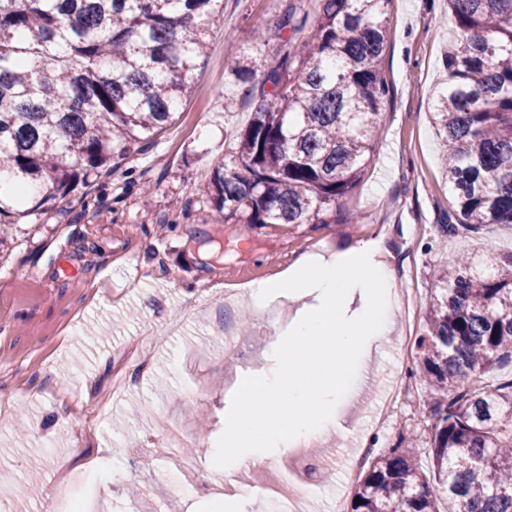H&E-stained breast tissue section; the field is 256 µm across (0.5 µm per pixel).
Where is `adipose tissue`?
Wrapping results in <instances>:
<instances>
[{
	"mask_svg": "<svg viewBox=\"0 0 512 512\" xmlns=\"http://www.w3.org/2000/svg\"><path fill=\"white\" fill-rule=\"evenodd\" d=\"M252 295L262 306L280 299L305 305L270 346L274 372L243 379L244 407L224 411L216 461L228 470L323 438L353 368L388 334L396 311L392 265L365 243L332 259L300 257L289 274L255 284Z\"/></svg>",
	"mask_w": 512,
	"mask_h": 512,
	"instance_id": "obj_1",
	"label": "adipose tissue"
}]
</instances>
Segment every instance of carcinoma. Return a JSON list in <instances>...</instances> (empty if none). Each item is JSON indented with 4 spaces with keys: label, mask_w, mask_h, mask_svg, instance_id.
<instances>
[{
    "label": "carcinoma",
    "mask_w": 512,
    "mask_h": 512,
    "mask_svg": "<svg viewBox=\"0 0 512 512\" xmlns=\"http://www.w3.org/2000/svg\"><path fill=\"white\" fill-rule=\"evenodd\" d=\"M224 0H0V239L29 195L45 211L78 181L112 170L170 123ZM448 81L433 105L444 144L450 231L512 224V0H448ZM390 0H315L278 22L282 53L255 80L243 53L224 107L259 98L233 165L214 167L217 216L241 224H334L333 205L378 147L391 93L382 70ZM417 337L416 381L429 392L431 470L411 448L368 459L351 512H512V380L479 379L512 360V254L460 255L435 274Z\"/></svg>",
    "instance_id": "1"
}]
</instances>
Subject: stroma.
Returning <instances> with one entry per match:
<instances>
[{
    "label": "stroma",
    "instance_id": "35a3bbf8",
    "mask_svg": "<svg viewBox=\"0 0 512 512\" xmlns=\"http://www.w3.org/2000/svg\"><path fill=\"white\" fill-rule=\"evenodd\" d=\"M288 2L224 0L175 122L54 209L21 220L0 247V512H44L50 487L87 447L97 449V466L82 494L100 512H215L216 500L235 496L248 512H278L264 469L212 467L236 382L274 367L266 349L275 328L246 304L225 314V284L261 282L303 254L373 241L392 255L398 292L415 291L422 305L454 256L512 252V224L443 229L448 187L430 110L454 34L446 0H391L382 59L391 98L377 150L336 203L344 223L216 221L207 203L213 168L232 157L257 106L241 97L225 111L224 80L260 31L263 56L276 59ZM228 316L250 322L236 332L239 356L224 349ZM401 336L394 329L351 376L338 426L313 448L335 464L303 512H330L372 425L363 403L396 381L410 394L376 448L427 457L423 392L415 361L399 358Z\"/></svg>",
    "mask_w": 512,
    "mask_h": 512
}]
</instances>
